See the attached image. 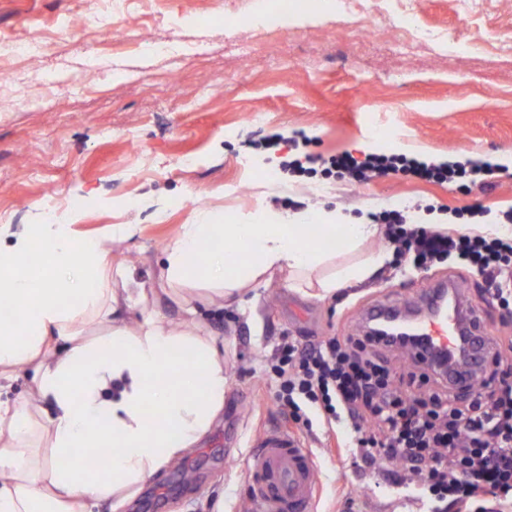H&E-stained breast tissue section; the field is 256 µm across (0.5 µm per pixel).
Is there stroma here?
I'll list each match as a JSON object with an SVG mask.
<instances>
[{
	"label": "stroma",
	"instance_id": "1",
	"mask_svg": "<svg viewBox=\"0 0 512 512\" xmlns=\"http://www.w3.org/2000/svg\"><path fill=\"white\" fill-rule=\"evenodd\" d=\"M273 0H127L144 32L169 40L167 53L133 46L102 53V28L119 27L125 14L110 0H0V37L42 36L39 70L0 59L17 105L0 112V225L39 223L52 205L78 214V234L108 225L138 231L112 241V260L131 266L153 288L150 309L172 321L183 301L201 314L213 336L229 384L224 411L197 448L142 485L119 512H245L247 483L240 461L260 426L281 417L265 370L280 336L302 340L356 334L363 312L385 298L417 301L437 280L461 282L465 300L485 310L493 338L512 336L475 270L443 263L427 270L387 263L368 281L319 299L290 288L276 273L245 302L225 301L187 287L173 296L165 278V248L199 210L247 218L260 208L294 200L306 211L337 210L362 217L404 205L453 216L482 205L493 216L512 209V55L497 40L512 39V0H484L462 17L456 0H414L424 22L448 40L477 43L476 53L446 59L396 55L377 42L359 44L357 18L334 0H293L295 10L322 21L281 34L282 54L257 45L239 56L240 26ZM98 17L95 25L73 18ZM140 30L130 32L139 39ZM125 71L114 79V71ZM280 135L307 141L310 154L377 151L433 157L499 160L485 188L410 176L367 184L281 173L282 151L255 144ZM323 495L320 512H419L403 489L385 482L383 466L355 467L331 448L317 446ZM193 481L182 486L180 474Z\"/></svg>",
	"mask_w": 512,
	"mask_h": 512
}]
</instances>
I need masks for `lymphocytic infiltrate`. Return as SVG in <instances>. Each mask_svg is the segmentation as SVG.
<instances>
[{
    "instance_id": "f902f5d3",
    "label": "lymphocytic infiltrate",
    "mask_w": 512,
    "mask_h": 512,
    "mask_svg": "<svg viewBox=\"0 0 512 512\" xmlns=\"http://www.w3.org/2000/svg\"><path fill=\"white\" fill-rule=\"evenodd\" d=\"M338 178L367 182L404 173L452 183L484 182L486 161L434 164L416 158L344 153ZM396 261L423 269L448 258L485 275L512 318V239L448 234L410 226L397 210L378 216ZM366 336L315 341L282 337L267 378L289 424L312 432L314 419L339 435L353 459L404 465L398 486L413 485L428 512H488L512 504V358L496 355L471 394L454 392L423 368L391 367Z\"/></svg>"
}]
</instances>
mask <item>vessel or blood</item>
I'll list each match as a JSON object with an SVG mask.
<instances>
[{
	"label": "vessel or blood",
	"instance_id": "obj_1",
	"mask_svg": "<svg viewBox=\"0 0 512 512\" xmlns=\"http://www.w3.org/2000/svg\"><path fill=\"white\" fill-rule=\"evenodd\" d=\"M458 283L431 295V313L418 321L421 342L409 347L408 357L427 369L435 366L436 351L456 354L458 338L478 339L477 364L489 362L497 351L482 312L464 308ZM249 486L248 512H315L321 486L313 455L301 436L284 424L264 428L252 442L244 465Z\"/></svg>",
	"mask_w": 512,
	"mask_h": 512
}]
</instances>
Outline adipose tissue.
Listing matches in <instances>:
<instances>
[{
  "label": "adipose tissue",
  "mask_w": 512,
  "mask_h": 512,
  "mask_svg": "<svg viewBox=\"0 0 512 512\" xmlns=\"http://www.w3.org/2000/svg\"><path fill=\"white\" fill-rule=\"evenodd\" d=\"M313 220L318 235L338 236L350 252L379 231L332 210L261 209L241 224L203 211L168 244L167 282L175 292L199 283L239 299L284 269L292 287H317L324 299L385 265L381 250L312 280L327 258L307 231ZM136 231L116 224L80 237L70 220L15 234L0 225L12 239L0 246V390L31 381L30 398L0 401V512H92L181 458L224 408V361L215 339L199 336L197 307L185 304L177 322L147 311L146 285L112 264L106 240ZM132 312L141 316L135 328L125 321ZM98 319L107 331L85 339L82 325ZM85 448L101 449L96 464Z\"/></svg>",
  "instance_id": "1"
}]
</instances>
